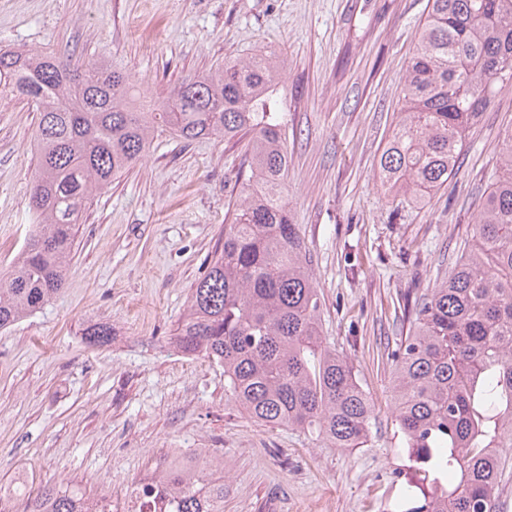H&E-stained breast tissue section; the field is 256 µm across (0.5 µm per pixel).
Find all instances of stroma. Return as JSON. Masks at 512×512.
<instances>
[{"mask_svg": "<svg viewBox=\"0 0 512 512\" xmlns=\"http://www.w3.org/2000/svg\"><path fill=\"white\" fill-rule=\"evenodd\" d=\"M428 0H0V47L125 70L154 97L260 50L284 70V195L321 297V334L353 366L376 422L359 448L263 424L228 401L224 370L171 336L239 192L246 138L157 132L98 194L63 291L0 331V486L75 484L120 504L161 458L197 454L224 512H397L415 471L392 414L391 353L414 301L459 255L484 202L512 87L483 113L459 169L425 207L394 200L378 162ZM39 114L0 99V273L21 250ZM111 327L87 346L86 327Z\"/></svg>", "mask_w": 512, "mask_h": 512, "instance_id": "35a3bbf8", "label": "stroma"}]
</instances>
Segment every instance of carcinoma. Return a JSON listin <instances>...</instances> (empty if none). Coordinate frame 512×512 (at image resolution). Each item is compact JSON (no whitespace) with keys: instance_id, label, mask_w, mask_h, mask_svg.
<instances>
[{"instance_id":"cac0c4a2","label":"carcinoma","mask_w":512,"mask_h":512,"mask_svg":"<svg viewBox=\"0 0 512 512\" xmlns=\"http://www.w3.org/2000/svg\"><path fill=\"white\" fill-rule=\"evenodd\" d=\"M281 69L260 52L182 80L146 102L124 72L53 54L0 48V94L36 105L35 224L0 277V330L60 294L75 227L94 195L141 159L164 128L187 141L248 138L249 173L224 242L194 288L173 340L224 368L230 400L258 422L299 427L359 448L373 404L353 367L321 336V298L282 186L288 147ZM512 86V0H429L402 87L403 119L379 168L388 190L427 205L448 184L470 131ZM91 345L109 327L84 331ZM391 357L395 425L414 448L402 512H498L503 449L512 448V123L470 238L421 295ZM175 460L160 477L163 512H224V479ZM101 496L46 484L23 512H112Z\"/></svg>"}]
</instances>
